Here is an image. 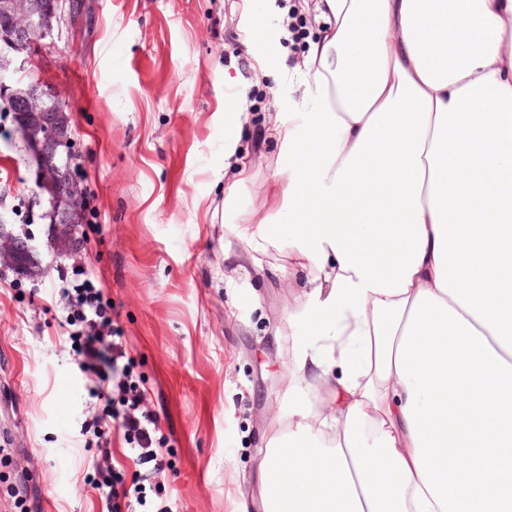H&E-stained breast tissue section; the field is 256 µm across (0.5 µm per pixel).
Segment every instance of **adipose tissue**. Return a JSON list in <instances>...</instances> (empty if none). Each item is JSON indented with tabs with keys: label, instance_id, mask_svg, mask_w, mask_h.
<instances>
[{
	"label": "adipose tissue",
	"instance_id": "adipose-tissue-1",
	"mask_svg": "<svg viewBox=\"0 0 512 512\" xmlns=\"http://www.w3.org/2000/svg\"><path fill=\"white\" fill-rule=\"evenodd\" d=\"M276 117L308 285L263 512H512V0H314Z\"/></svg>",
	"mask_w": 512,
	"mask_h": 512
}]
</instances>
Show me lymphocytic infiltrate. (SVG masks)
I'll list each match as a JSON object with an SVG mask.
<instances>
[{"mask_svg": "<svg viewBox=\"0 0 512 512\" xmlns=\"http://www.w3.org/2000/svg\"><path fill=\"white\" fill-rule=\"evenodd\" d=\"M71 277L74 285L66 291L63 307L67 337L82 357L81 371L94 377L90 394L102 403L100 414L87 429L105 451L112 433H121L124 455L135 465L128 480L112 467H99L94 488L105 512H139L148 504V484L167 466L161 453L165 440L159 434V417L145 403L123 333L113 324L109 293L98 286L97 275L88 268H72Z\"/></svg>", "mask_w": 512, "mask_h": 512, "instance_id": "f902f5d3", "label": "lymphocytic infiltrate"}]
</instances>
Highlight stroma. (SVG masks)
Instances as JSON below:
<instances>
[{"label": "stroma", "instance_id": "obj_1", "mask_svg": "<svg viewBox=\"0 0 512 512\" xmlns=\"http://www.w3.org/2000/svg\"><path fill=\"white\" fill-rule=\"evenodd\" d=\"M284 16L280 0H94L92 18L28 53L24 77L70 104L71 175L87 207L74 228L51 223L14 115L0 112V206L32 246L16 263L0 241V512H102L101 450L81 432L100 403L49 298L74 266L103 272L159 415L172 464L159 500L174 512H262L256 465L288 415V320L303 290L279 272L283 251L242 269L224 256L244 246L230 230L239 211L288 219L272 192L281 144L269 128L293 111L305 68ZM234 135L248 179L230 209ZM81 235L102 244L76 249Z\"/></svg>", "mask_w": 512, "mask_h": 512}]
</instances>
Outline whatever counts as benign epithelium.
Segmentation results:
<instances>
[{"instance_id":"obj_1","label":"benign epithelium","mask_w":512,"mask_h":512,"mask_svg":"<svg viewBox=\"0 0 512 512\" xmlns=\"http://www.w3.org/2000/svg\"><path fill=\"white\" fill-rule=\"evenodd\" d=\"M85 7L83 0H0V95L15 97L17 63L29 52L30 43L54 38L55 25ZM15 112V123L35 165L36 188L48 195L55 222L68 224L71 208L82 199V188L53 159L70 155L69 141L48 118L47 100L37 83H28Z\"/></svg>"}]
</instances>
